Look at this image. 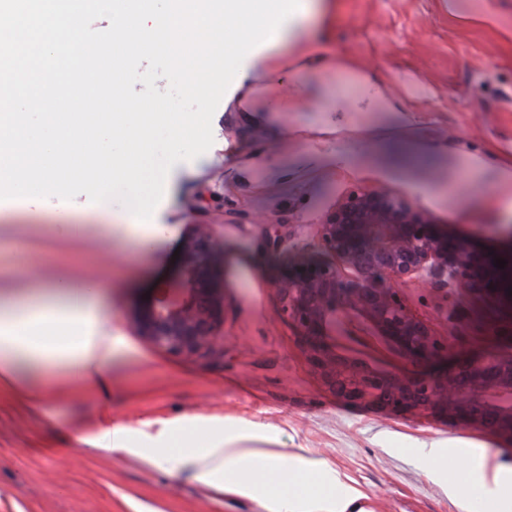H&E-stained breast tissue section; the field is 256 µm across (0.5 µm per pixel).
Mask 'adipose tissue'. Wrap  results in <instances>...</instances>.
I'll list each match as a JSON object with an SVG mask.
<instances>
[{
  "label": "adipose tissue",
  "instance_id": "ef3b65f1",
  "mask_svg": "<svg viewBox=\"0 0 512 512\" xmlns=\"http://www.w3.org/2000/svg\"><path fill=\"white\" fill-rule=\"evenodd\" d=\"M65 326L69 335L52 330ZM116 341L112 328L92 290H76L69 282L45 285L44 297L34 301L0 300V385L14 387L20 367L30 370L61 365L76 368L83 381L100 393L109 390L105 366ZM260 435L248 430L209 426L203 444L187 441L179 453H171L169 429L151 438L157 457L172 472L191 470L198 480L218 486L234 482L239 494L252 496L254 473L279 474L284 454L260 447ZM336 479L321 473L310 482L305 473L292 476L289 493L270 502L269 512H365L360 494L337 495L330 487Z\"/></svg>",
  "mask_w": 512,
  "mask_h": 512
}]
</instances>
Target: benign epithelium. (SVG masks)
<instances>
[{"mask_svg": "<svg viewBox=\"0 0 512 512\" xmlns=\"http://www.w3.org/2000/svg\"><path fill=\"white\" fill-rule=\"evenodd\" d=\"M177 288L163 283L138 305L136 331L167 352L190 357L210 346L224 324L221 246L209 224H189L180 241ZM316 258L276 283L280 316L292 324L310 368L337 397L394 415H427L490 431L512 443V356L488 352L436 374L448 342L407 305L402 285L448 284L512 305V249L488 251L442 231L407 195L361 188L328 209L316 225ZM507 261L504 268L494 259ZM388 344L411 371L378 368L336 341V320Z\"/></svg>", "mask_w": 512, "mask_h": 512, "instance_id": "1", "label": "benign epithelium"}]
</instances>
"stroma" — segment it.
I'll return each mask as SVG.
<instances>
[{
	"label": "stroma",
	"mask_w": 512,
	"mask_h": 512,
	"mask_svg": "<svg viewBox=\"0 0 512 512\" xmlns=\"http://www.w3.org/2000/svg\"><path fill=\"white\" fill-rule=\"evenodd\" d=\"M245 92L229 86L207 152L176 164L151 218L148 246L106 237L126 208L105 213L79 195L46 222L0 223V291L25 296L65 279L96 287L118 336L107 370L114 422L132 433L203 418L253 427L290 465L319 461L336 492L362 493L367 512H502L512 481L477 480L484 464L512 470V444L486 431L345 405L315 374L295 328L278 315L283 259L314 245L321 216L351 190L408 194L443 231L512 247V0H332L318 22L254 47ZM375 90L387 110L359 112ZM212 225L224 254L226 310L216 341L179 358L138 336L132 308L174 279L186 225ZM408 305L453 356L512 354V306L412 281ZM52 417L0 389V512H265L251 497L171 474L148 440L99 449L101 416L77 370L31 374ZM444 449L441 457L433 449Z\"/></svg>",
	"instance_id": "obj_1"
}]
</instances>
